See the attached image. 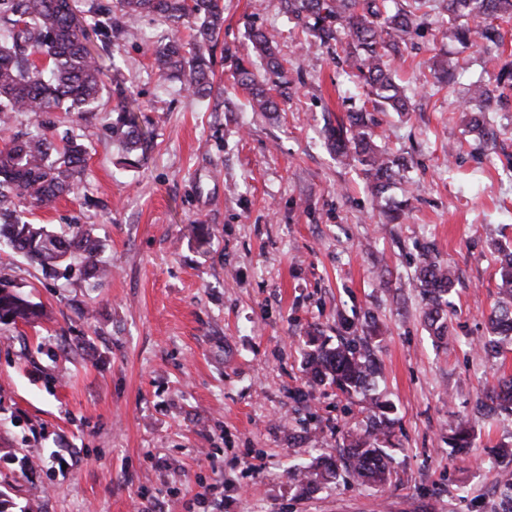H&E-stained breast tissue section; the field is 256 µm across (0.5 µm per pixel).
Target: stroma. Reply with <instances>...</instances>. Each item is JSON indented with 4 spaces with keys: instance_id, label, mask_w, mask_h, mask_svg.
<instances>
[{
    "instance_id": "obj_1",
    "label": "stroma",
    "mask_w": 512,
    "mask_h": 512,
    "mask_svg": "<svg viewBox=\"0 0 512 512\" xmlns=\"http://www.w3.org/2000/svg\"><path fill=\"white\" fill-rule=\"evenodd\" d=\"M210 97L189 96L153 68L147 44L174 33L157 15L136 36L93 40L107 69L97 112L60 124L89 147L78 198L27 211L56 230L82 224L112 274L88 291L79 272L45 277L0 250V275L42 305L39 324L0 325V507L5 512H512L489 449L512 448V416L486 417L478 398L512 374L483 350L498 291L496 243L512 246V102L480 143L460 118L468 83L493 80L478 49L442 42L432 13L397 73L413 107L380 112L378 143L409 167L382 223L360 168L324 145L325 117L363 97L335 52L309 43L273 0H221ZM261 26L285 66L280 112L251 111L224 65L251 51ZM467 60L435 87L432 56ZM153 136L125 166L107 127L119 96ZM204 225L198 240L193 225ZM429 251L455 272L438 341L422 319L415 268ZM373 318L380 392L396 406L393 477L305 495L291 462L335 453L363 406L309 385L307 330L334 339ZM474 430L448 453L458 423Z\"/></svg>"
}]
</instances>
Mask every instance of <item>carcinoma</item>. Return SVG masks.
<instances>
[{
	"instance_id": "obj_1",
	"label": "carcinoma",
	"mask_w": 512,
	"mask_h": 512,
	"mask_svg": "<svg viewBox=\"0 0 512 512\" xmlns=\"http://www.w3.org/2000/svg\"><path fill=\"white\" fill-rule=\"evenodd\" d=\"M448 15L442 38L466 48L476 46L491 56L494 82L477 80L462 103V121L484 138L492 132L487 113L498 110L507 91H512V60L503 57L501 23L512 20V0H406L407 6L390 8L395 0H277L301 32L320 46L338 47L341 61L355 69V77L367 88L372 109L348 112L346 119L328 122L327 148L337 158L362 166L374 197L385 194L403 163L379 149L374 113L390 109L410 110L409 98L397 83L391 63L401 58L402 48L413 39L436 2ZM120 26L131 33L145 14H158L174 26L192 21L190 47L175 36L148 48L152 64L165 76L177 79L190 94L203 98L211 90L212 43L224 18L220 0H117ZM249 38L255 53L265 61L263 76L253 61L233 54L224 56L236 84L251 97L255 112L278 111L277 97H288L284 66L261 29L252 27ZM89 32L75 23L69 0H0V130L7 132L10 115L31 112L36 117L32 132H15L0 149V244H5L38 264L45 275L67 277L78 269L89 288H98L110 273L99 259L101 243L93 230L70 224L63 232L32 224L18 214V204L48 207L63 195L85 188L88 147L69 134L55 137L62 112L86 120L96 109L103 85V65L87 47ZM46 61L36 67L32 56ZM438 85L454 79L448 61L432 64ZM117 117L108 130L131 155L127 165L137 167L147 158L151 139L139 124L137 112L128 106L115 109ZM501 254L497 300L489 315L487 351L500 353L512 343V252ZM416 279L426 303L424 317L430 333L443 340L448 333V296L455 278L430 252L421 254ZM42 315L40 305L22 295L8 278L0 276V324H30ZM369 336L342 338L329 347L320 337L306 341L305 365L310 383L329 382L347 397L361 395L368 401L365 427L342 432L340 461L322 457L309 466L288 469L291 484L306 494L321 484L346 475L363 485L383 487L391 481L394 404L376 394L378 367ZM487 406L512 414V376H504L485 393ZM473 444L470 428L452 429L450 446L457 454Z\"/></svg>"
}]
</instances>
